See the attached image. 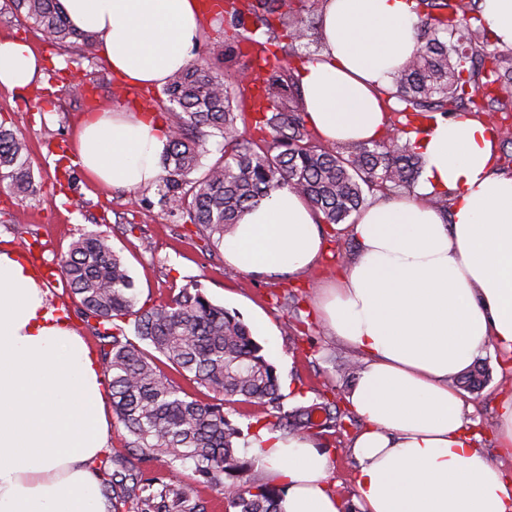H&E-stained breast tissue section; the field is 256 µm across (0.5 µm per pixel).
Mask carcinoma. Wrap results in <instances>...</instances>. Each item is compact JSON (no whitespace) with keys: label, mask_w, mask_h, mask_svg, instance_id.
<instances>
[{"label":"carcinoma","mask_w":512,"mask_h":512,"mask_svg":"<svg viewBox=\"0 0 512 512\" xmlns=\"http://www.w3.org/2000/svg\"><path fill=\"white\" fill-rule=\"evenodd\" d=\"M322 0H245L233 7L234 19H256L251 35L234 33L290 57L310 55ZM15 11L33 21L55 45L79 42L57 0H11ZM479 0L455 5L450 0H420L429 9L421 20L416 49L384 91L401 105L397 113L432 119L460 111L507 113L512 98V54L491 49ZM441 13L434 15L432 10ZM244 86L224 79L222 68L192 62L175 73L164 89L170 124L161 157L159 191L171 212L181 213L214 247L243 214L279 189L300 195L336 229L354 223L367 196L410 190L422 158L408 142L383 140L327 146L308 126L301 89L293 69L274 66L259 87L263 99L254 129L244 135L238 100ZM210 137L224 142L220 156L202 163ZM0 185L26 198L42 184L33 176L22 136L0 124ZM67 288L79 297L86 325L98 338L103 374L109 379L112 408L127 430L124 447L140 448L169 470L191 461L195 472L215 486L230 512H277L279 490L252 474L238 455L240 430L224 405L246 402L269 407L272 429L284 437L318 426L334 428L339 419L331 402L284 408L275 368L262 354L249 328L236 314L214 305L199 288H183L171 301L138 305L136 285L110 236L92 231L75 240L59 262ZM222 396L204 403L189 398L159 363ZM232 480L225 485L224 478ZM151 479L112 475L102 486L110 512H180L187 488L174 480L154 490Z\"/></svg>","instance_id":"obj_1"}]
</instances>
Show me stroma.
Here are the masks:
<instances>
[{
	"label": "stroma",
	"instance_id": "obj_1",
	"mask_svg": "<svg viewBox=\"0 0 512 512\" xmlns=\"http://www.w3.org/2000/svg\"><path fill=\"white\" fill-rule=\"evenodd\" d=\"M203 36L193 61L223 59L232 78L255 72L253 58L233 56L225 35L233 19L212 0H198ZM27 41L42 66L23 87L0 85V121L26 140L39 194L19 199L0 189V248L32 245L27 257L42 281L80 234L104 231L124 258L135 281L138 301L154 305L170 300L180 288L199 286L216 305L236 313L247 325L263 323L256 340L275 367L285 407L328 400L344 415L342 427L315 430L311 442L329 460V489L352 498L354 458L351 445L361 422L347 419L344 396L349 390L345 369L361 365V356L336 339L322 324L317 304L336 278L337 267L357 249L353 237L326 238V252L304 274L244 273L209 248L194 225L170 214L156 186L146 203L135 202L129 189L105 187L90 180L74 161V135L102 107L144 110L167 127L166 101L159 88H130L113 75L99 40L87 47H56L43 31L17 14L11 0H0V39ZM489 378L476 391H463L480 439L492 462L501 459L495 438L503 392L512 391V361L494 344L477 359Z\"/></svg>",
	"mask_w": 512,
	"mask_h": 512
}]
</instances>
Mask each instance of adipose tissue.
Listing matches in <instances>:
<instances>
[{"mask_svg": "<svg viewBox=\"0 0 512 512\" xmlns=\"http://www.w3.org/2000/svg\"><path fill=\"white\" fill-rule=\"evenodd\" d=\"M59 6L131 87L163 86L202 38L196 0ZM418 16V0H323L321 47L294 65L322 142L391 129L384 91L415 48ZM39 69L27 42L0 39V84L25 86ZM400 135L424 159L420 180L357 215L358 252L320 304L332 333L362 355L347 397L365 423L352 449L355 501L359 512H512V473L478 447V424L449 383L488 342L512 354V175L474 114ZM165 139L144 114L106 109L79 128L75 152L91 178L136 189L158 181ZM433 194L447 196L449 212L426 203ZM324 251L312 209L286 188L224 237L225 261L245 273L299 275ZM47 295L22 254L0 250V512H107L88 467L108 438L101 368ZM259 443L279 512H344L309 439L263 429Z\"/></svg>", "mask_w": 512, "mask_h": 512, "instance_id": "1", "label": "adipose tissue"}]
</instances>
